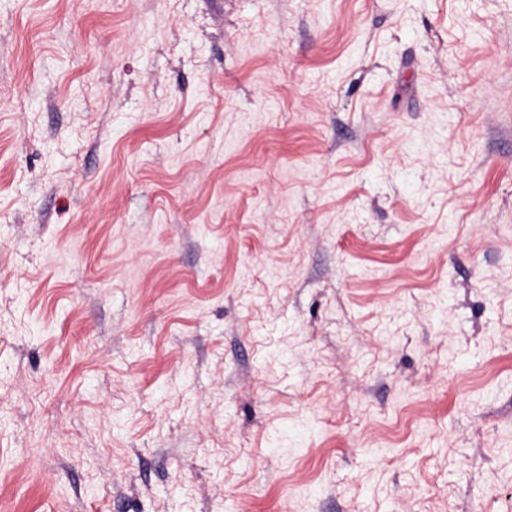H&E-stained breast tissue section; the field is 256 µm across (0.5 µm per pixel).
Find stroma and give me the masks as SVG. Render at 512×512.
I'll return each instance as SVG.
<instances>
[{"mask_svg":"<svg viewBox=\"0 0 512 512\" xmlns=\"http://www.w3.org/2000/svg\"><path fill=\"white\" fill-rule=\"evenodd\" d=\"M0 512H512V0H0Z\"/></svg>","mask_w":512,"mask_h":512,"instance_id":"1","label":"stroma"}]
</instances>
